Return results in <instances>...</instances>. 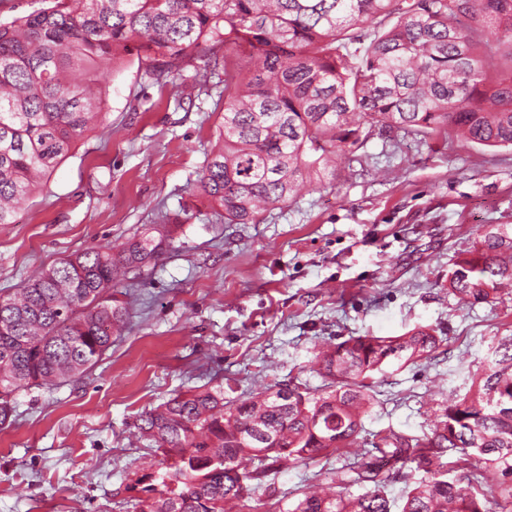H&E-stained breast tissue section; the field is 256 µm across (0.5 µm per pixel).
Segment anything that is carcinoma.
Wrapping results in <instances>:
<instances>
[{
    "mask_svg": "<svg viewBox=\"0 0 512 512\" xmlns=\"http://www.w3.org/2000/svg\"><path fill=\"white\" fill-rule=\"evenodd\" d=\"M0 24V224L27 201L102 118L99 61L136 45L157 77L202 59L204 43L244 46L255 69L224 68L217 145L198 188L226 224H257L270 207L336 175L352 161L365 128L432 136L454 130L467 144L512 147V0H51ZM163 227L76 253L21 288L0 295V428L15 395L78 381L112 347L128 312L112 296L117 278L172 247ZM449 288L469 305L512 288V230H481L456 263ZM435 330L351 336L316 356L326 387L287 386L224 402V391L190 389L143 412L138 438L162 452L166 471L127 487L135 512H252L249 482L280 461L342 452L343 469L367 491H305L290 512H391L386 487L411 462L427 477L401 512H495L512 504V336L461 398L442 408L432 433H390L371 462L360 452L362 417L376 372L392 362L430 360ZM450 449L463 465L441 462ZM476 460L500 476L483 488Z\"/></svg>",
    "mask_w": 512,
    "mask_h": 512,
    "instance_id": "cac0c4a2",
    "label": "carcinoma"
}]
</instances>
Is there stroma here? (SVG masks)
<instances>
[{
  "mask_svg": "<svg viewBox=\"0 0 512 512\" xmlns=\"http://www.w3.org/2000/svg\"><path fill=\"white\" fill-rule=\"evenodd\" d=\"M208 80L182 100L183 77L155 80L128 52L109 73L106 116L0 224V293L98 244L121 247L170 225L174 244L128 274L116 296L129 317L111 349L77 382L15 396L0 429V512H134L127 490L159 458L133 433L140 414L194 387L235 401L294 383L312 389L319 344L401 336L418 326L441 343L420 365L375 374L363 417L368 441L430 433L448 397L468 392L495 337L512 335V294L460 304L448 290L480 230L512 227V148L466 146L371 130L333 184L263 213L258 224L216 220L198 188L224 106V66L247 54L208 52ZM336 456L279 464L266 481L279 512L302 491L344 485Z\"/></svg>",
  "mask_w": 512,
  "mask_h": 512,
  "instance_id": "stroma-1",
  "label": "stroma"
}]
</instances>
